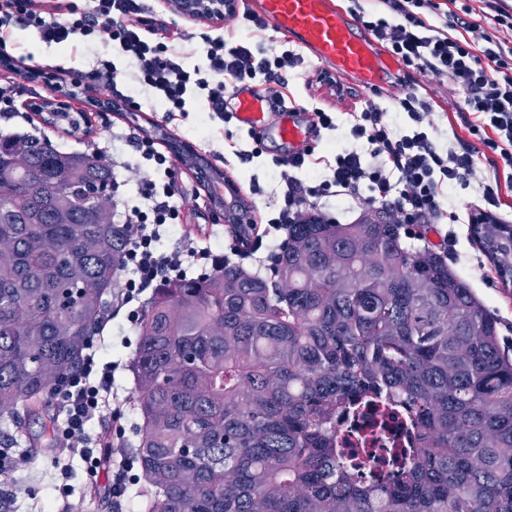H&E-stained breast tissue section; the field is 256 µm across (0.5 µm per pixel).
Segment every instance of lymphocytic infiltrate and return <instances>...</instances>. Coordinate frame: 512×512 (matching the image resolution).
Masks as SVG:
<instances>
[{
	"instance_id": "obj_1",
	"label": "lymphocytic infiltrate",
	"mask_w": 512,
	"mask_h": 512,
	"mask_svg": "<svg viewBox=\"0 0 512 512\" xmlns=\"http://www.w3.org/2000/svg\"><path fill=\"white\" fill-rule=\"evenodd\" d=\"M376 2V9L369 10L354 0L351 11L357 21L420 75L448 79L460 95V109L476 117L471 134L498 153L502 177L484 186L485 208L468 215L472 224L495 223L493 210L501 204L502 189L512 186V47L496 44L479 50L466 37L450 35L438 0ZM140 11L137 0H83L67 4L61 18L52 0H0V58H7V41L17 25L50 44L106 33L113 51L130 60L133 82L161 102L171 117L186 113L188 101L199 95L205 96L210 111L223 113L227 99L260 82L268 97L279 98L283 71L301 62L300 55L290 51L276 54L264 44L219 35L205 37L204 64L188 68L178 61L174 47L190 40V33L163 21H148ZM430 109V103L410 87L396 99L393 113L372 106L353 113L347 132L350 145L337 153L327 173L316 178L306 175L315 145L276 160L283 191L273 224H296L307 217L329 221L323 210L329 197L390 210L400 224L456 219L447 200L450 193L468 187L473 155L435 144L425 123ZM402 114L408 115L409 124L399 123ZM128 140L140 160L124 170L138 176L141 202L122 214L132 233L123 256L127 278L116 306L128 308L127 318L134 322L138 314L130 305L147 290L186 279L188 267L202 259L221 268L225 257L191 245L169 252L160 249L161 227L181 221L183 193L170 157L154 140L133 132ZM103 344L102 338L90 337L81 369L55 390L65 414L56 436L63 447L79 454L92 474L100 468L103 454L86 440L87 427L107 414L113 421L121 419L120 412L111 409L113 366L99 356Z\"/></svg>"
}]
</instances>
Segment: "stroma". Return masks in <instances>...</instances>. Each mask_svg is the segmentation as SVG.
<instances>
[{"instance_id": "obj_1", "label": "stroma", "mask_w": 512, "mask_h": 512, "mask_svg": "<svg viewBox=\"0 0 512 512\" xmlns=\"http://www.w3.org/2000/svg\"><path fill=\"white\" fill-rule=\"evenodd\" d=\"M471 12L465 15L467 28L464 32L475 47H483L486 39H494L512 46V27L496 24L486 18L481 0H468ZM143 16L161 17L172 26L192 33L191 41L178 44L176 50L187 65L201 63L203 59V35L220 34L236 39L250 38L265 42L276 51L297 49V42L275 27L259 30L246 21L236 23L189 19L171 9L169 0H139ZM14 57L29 58L31 66L41 69L39 77L28 73L6 74L0 68V79L11 77L17 89L16 105L19 116L0 118V134L30 137H47L56 149L64 153H94L103 148L110 151L116 177L123 178L124 164H132L137 154L126 136L130 128H137L143 135L152 134L155 126L166 127L179 140L187 141L207 151L218 165L224 166L238 184L244 196L254 199L257 210L255 221L265 224L267 212L277 208L282 188L277 179L273 159L287 152L288 147L278 141H269L263 159L247 162L237 158L227 139V132H238L237 120H224L209 112L204 101H196L188 117L167 121L163 106L152 97L141 92L134 84H127L125 91L142 104L139 120H131L126 113L112 111L111 91L98 86L93 72L101 63L114 62L117 68H126L127 63L113 54L112 44L106 34H98L88 44L60 46L45 44L23 27H14L7 47ZM392 71L386 82L375 90H367L346 79V86L353 92L336 97L328 85L319 83L312 60H305L298 67L283 72L285 93L297 101L322 107L335 112L337 124L349 121L351 113L362 111L366 103L393 110L394 99L404 87L418 90L431 103L428 122L434 129V140L448 143L456 150L473 149L474 172L468 188L460 190L455 211L465 214L467 208L481 204V186L493 180L496 168L495 153L481 147L469 127L473 115L458 108L459 97L446 79L424 77L416 73L398 56H391ZM54 99L67 104L76 111L87 112L90 119L88 133H68L65 126L53 127L43 124L33 108L44 100ZM180 184L184 193V219L181 224L166 227L161 234L160 247L169 251L181 242L194 241L199 246L211 247L217 252H228L230 240L224 233V223L215 218L199 199V189L188 172H181ZM431 247L447 243L450 256L448 263L455 273L463 278L482 303L497 314L502 321L500 336L503 343L512 342V287L501 284L494 268L473 241L469 224L462 222L436 225L426 236ZM126 311H119L111 322V337L108 347L102 352L103 361L115 365L112 394L123 408L121 425L124 435L114 438L111 419H104L90 430L91 437L103 442H115L125 450H133L138 443L139 415L136 407V392L129 370L130 362L139 342L138 325L127 322ZM69 467L68 482L73 491L68 499H61L51 486L50 478L57 472L58 464ZM112 482V466L104 464L96 479H88L85 465L79 458L69 457L62 447H54L36 454L21 457L12 471L0 474V485L8 484L14 492L13 512H113L109 486Z\"/></svg>"}]
</instances>
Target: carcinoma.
<instances>
[{
  "mask_svg": "<svg viewBox=\"0 0 512 512\" xmlns=\"http://www.w3.org/2000/svg\"><path fill=\"white\" fill-rule=\"evenodd\" d=\"M112 168L0 135V417L40 414L82 366L131 233ZM402 225L285 226L265 278L239 264L156 289L130 370L142 512H512V352L501 320ZM471 232L512 286V225ZM409 414L390 484L339 462L358 402ZM28 448L54 445V421Z\"/></svg>",
  "mask_w": 512,
  "mask_h": 512,
  "instance_id": "cac0c4a2",
  "label": "carcinoma"
}]
</instances>
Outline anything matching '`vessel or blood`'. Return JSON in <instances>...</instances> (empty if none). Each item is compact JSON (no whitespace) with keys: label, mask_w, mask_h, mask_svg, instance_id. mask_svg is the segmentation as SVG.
Listing matches in <instances>:
<instances>
[{"label":"vessel or blood","mask_w":512,"mask_h":512,"mask_svg":"<svg viewBox=\"0 0 512 512\" xmlns=\"http://www.w3.org/2000/svg\"><path fill=\"white\" fill-rule=\"evenodd\" d=\"M260 13L273 26L294 36L317 63L335 64L339 74L357 78L370 89L382 81L386 62L373 50L367 35L341 16L333 0H261ZM235 116L242 126L269 128L276 138L291 145H307L312 136L309 125L298 120L295 110L280 109L275 121H268L262 100L246 91L236 96ZM185 153L206 199L214 208H221L231 193L230 177L214 167L196 146H186Z\"/></svg>","instance_id":"obj_1"}]
</instances>
